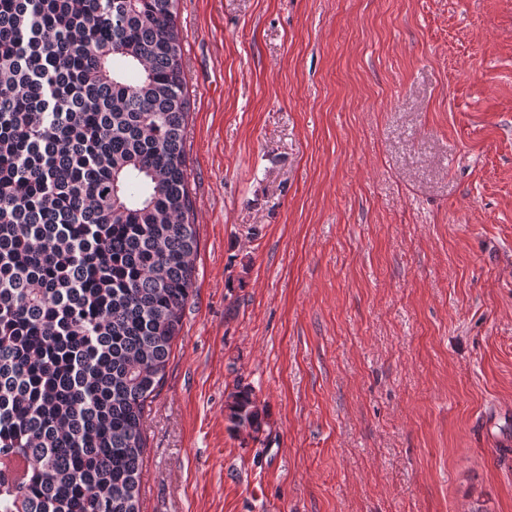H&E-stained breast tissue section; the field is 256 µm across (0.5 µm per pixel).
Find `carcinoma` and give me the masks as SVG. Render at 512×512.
<instances>
[{
	"label": "carcinoma",
	"mask_w": 512,
	"mask_h": 512,
	"mask_svg": "<svg viewBox=\"0 0 512 512\" xmlns=\"http://www.w3.org/2000/svg\"><path fill=\"white\" fill-rule=\"evenodd\" d=\"M176 3L0 0V512H139L197 248Z\"/></svg>",
	"instance_id": "obj_1"
}]
</instances>
